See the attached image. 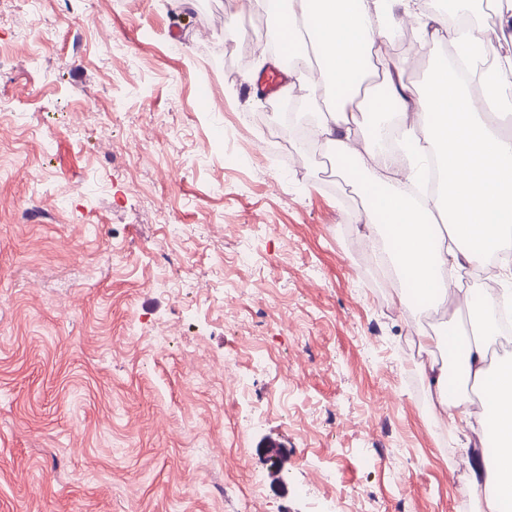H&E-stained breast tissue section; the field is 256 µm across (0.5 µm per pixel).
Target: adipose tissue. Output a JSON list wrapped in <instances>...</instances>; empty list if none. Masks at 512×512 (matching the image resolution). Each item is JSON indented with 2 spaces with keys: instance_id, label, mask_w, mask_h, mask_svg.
Returning a JSON list of instances; mask_svg holds the SVG:
<instances>
[{
  "instance_id": "ef3b65f1",
  "label": "adipose tissue",
  "mask_w": 512,
  "mask_h": 512,
  "mask_svg": "<svg viewBox=\"0 0 512 512\" xmlns=\"http://www.w3.org/2000/svg\"><path fill=\"white\" fill-rule=\"evenodd\" d=\"M252 11L279 21V41L289 57L306 60L297 78L303 100L317 116L316 131L338 169L358 188L364 204L358 223L383 231L397 275L400 302L441 304L449 269L461 270L497 248L512 226V141L483 122L473 97L453 68L437 66L426 94L412 102L402 65L372 61L375 36L390 27L395 11L415 0H247ZM381 78L387 91L383 111L404 115L403 135L417 153L438 152L448 177L442 196L420 203L393 182L391 166L377 162L357 114L364 109L360 86ZM479 331L450 327L434 336L421 329L417 344L426 357L416 365L434 417L465 425L466 445L496 455L474 469L465 488L481 512H512V357L494 364L489 352L498 335L495 299L485 296ZM440 357H433V350ZM463 371L448 378V362ZM478 391L484 413L474 416L470 397Z\"/></svg>"
}]
</instances>
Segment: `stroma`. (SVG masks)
Listing matches in <instances>:
<instances>
[{
	"instance_id": "stroma-1",
	"label": "stroma",
	"mask_w": 512,
	"mask_h": 512,
	"mask_svg": "<svg viewBox=\"0 0 512 512\" xmlns=\"http://www.w3.org/2000/svg\"><path fill=\"white\" fill-rule=\"evenodd\" d=\"M244 2L0 0V512L479 510L415 370L469 317L398 302L321 143L274 150Z\"/></svg>"
}]
</instances>
